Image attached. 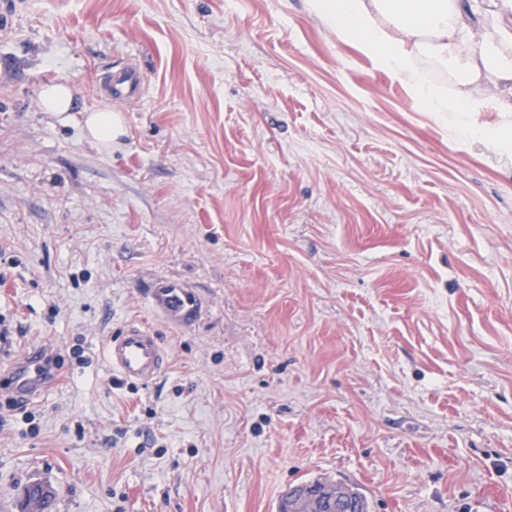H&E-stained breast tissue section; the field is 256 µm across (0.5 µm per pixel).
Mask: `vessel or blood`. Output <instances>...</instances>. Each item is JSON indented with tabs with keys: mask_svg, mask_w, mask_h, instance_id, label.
Listing matches in <instances>:
<instances>
[{
	"mask_svg": "<svg viewBox=\"0 0 512 512\" xmlns=\"http://www.w3.org/2000/svg\"><path fill=\"white\" fill-rule=\"evenodd\" d=\"M141 77L127 68L109 73L101 85L106 100H123L137 96ZM107 366L127 381L145 385L157 379L167 368L168 353L159 336L145 326L130 324L119 335L110 337L104 346ZM46 383L41 362L26 354L15 362L8 391L25 398L41 393Z\"/></svg>",
	"mask_w": 512,
	"mask_h": 512,
	"instance_id": "vessel-or-blood-1",
	"label": "vessel or blood"
}]
</instances>
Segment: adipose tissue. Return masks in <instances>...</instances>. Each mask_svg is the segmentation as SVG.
Returning a JSON list of instances; mask_svg holds the SVG:
<instances>
[{
	"label": "adipose tissue",
	"instance_id": "adipose-tissue-1",
	"mask_svg": "<svg viewBox=\"0 0 512 512\" xmlns=\"http://www.w3.org/2000/svg\"><path fill=\"white\" fill-rule=\"evenodd\" d=\"M309 12L399 80L460 146L478 140L512 157V0H306ZM447 74L440 85L435 72ZM494 113V122L482 121ZM84 136L100 148L126 136L122 113L87 110Z\"/></svg>",
	"mask_w": 512,
	"mask_h": 512
}]
</instances>
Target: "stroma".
<instances>
[{
	"instance_id": "1",
	"label": "stroma",
	"mask_w": 512,
	"mask_h": 512,
	"mask_svg": "<svg viewBox=\"0 0 512 512\" xmlns=\"http://www.w3.org/2000/svg\"><path fill=\"white\" fill-rule=\"evenodd\" d=\"M136 66L138 96L107 102ZM122 112L112 150L42 88ZM190 293V314L159 300ZM160 336L151 385L109 336ZM0 371L68 373L0 430V512H512V158L461 147L306 0H0ZM92 362L78 367L74 347ZM141 89V77L133 68L111 72L101 84V95L108 101L130 99ZM41 101L47 112H52L62 123L69 122L73 116L68 114L74 107L73 92L64 83H50L43 87ZM107 366L134 384L146 385L167 368L168 353L159 336L145 326L129 324L104 346Z\"/></svg>"
}]
</instances>
